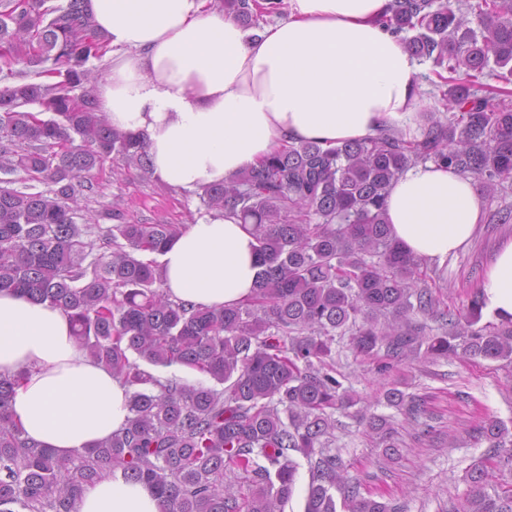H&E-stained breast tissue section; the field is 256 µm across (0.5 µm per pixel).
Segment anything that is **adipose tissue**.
Listing matches in <instances>:
<instances>
[{
    "instance_id": "adipose-tissue-1",
    "label": "adipose tissue",
    "mask_w": 512,
    "mask_h": 512,
    "mask_svg": "<svg viewBox=\"0 0 512 512\" xmlns=\"http://www.w3.org/2000/svg\"><path fill=\"white\" fill-rule=\"evenodd\" d=\"M286 19L253 30L211 0H87L109 68L97 86L114 130L137 137L153 178L197 191L256 165L282 144L362 141L409 130L420 61L380 22L393 0H287ZM471 177L432 162L394 180L392 236L415 259L444 264L483 220ZM257 243L232 215L188 225L162 262L172 299L222 306L251 296ZM484 311L512 320V239L481 284ZM0 374L18 376L12 416L57 454L92 448L125 427L131 389L94 363L67 314L0 292ZM78 512H161L145 485L106 476Z\"/></svg>"
}]
</instances>
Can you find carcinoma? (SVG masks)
Here are the masks:
<instances>
[{
    "label": "carcinoma",
    "instance_id": "cac0c4a2",
    "mask_svg": "<svg viewBox=\"0 0 512 512\" xmlns=\"http://www.w3.org/2000/svg\"><path fill=\"white\" fill-rule=\"evenodd\" d=\"M217 4L247 27L284 7ZM382 23L436 67L437 106L420 114V134L385 128L362 142L284 144L205 188L209 211L250 226L260 271L249 300L202 307L156 287L179 226L123 224L114 207L108 217L119 223L98 237L104 252L88 239L80 197L92 172L109 157L149 169L140 143L97 109L89 63L104 46L85 0H0V58L12 80L0 88V291L61 308L77 345L133 387L123 430L60 456L24 436L10 411L20 377L0 375V512H77L84 486L118 472L152 488L163 512H282L296 453L310 475L304 512H403L361 495L360 478L332 453L334 414L358 403L337 378L332 344L348 338L354 357L382 374L421 353L512 360V321L478 325V296L463 315L439 308L385 219L389 185L419 163L469 173L489 194L512 179V0H466L458 12L394 0ZM419 313L441 321V333ZM384 399L411 418L424 412L396 385ZM359 413L377 447L399 454L392 419ZM482 435L512 464L511 430L489 420ZM465 480L460 512H512V484L487 491L486 461Z\"/></svg>",
    "mask_w": 512,
    "mask_h": 512
}]
</instances>
